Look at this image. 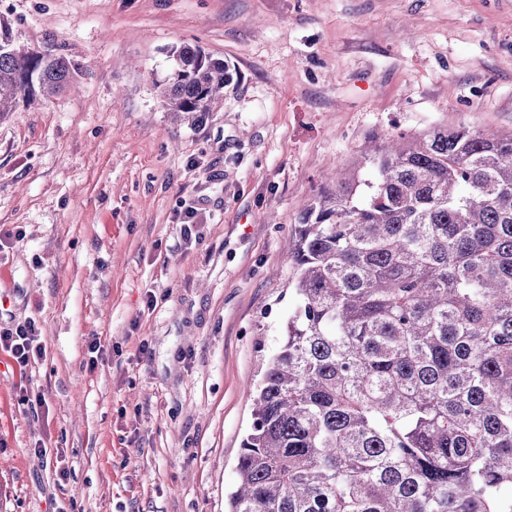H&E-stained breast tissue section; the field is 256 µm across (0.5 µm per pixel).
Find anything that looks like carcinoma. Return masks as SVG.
Instances as JSON below:
<instances>
[{
	"label": "carcinoma",
	"mask_w": 512,
	"mask_h": 512,
	"mask_svg": "<svg viewBox=\"0 0 512 512\" xmlns=\"http://www.w3.org/2000/svg\"><path fill=\"white\" fill-rule=\"evenodd\" d=\"M171 57L164 106L193 125L232 74ZM81 72L0 18V114ZM292 259L228 512H512V133L367 148L304 205Z\"/></svg>",
	"instance_id": "carcinoma-1"
}]
</instances>
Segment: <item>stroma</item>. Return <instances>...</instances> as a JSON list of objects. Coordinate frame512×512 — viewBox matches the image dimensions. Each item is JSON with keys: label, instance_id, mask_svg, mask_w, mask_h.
Returning a JSON list of instances; mask_svg holds the SVG:
<instances>
[{"label": "stroma", "instance_id": "35a3bbf8", "mask_svg": "<svg viewBox=\"0 0 512 512\" xmlns=\"http://www.w3.org/2000/svg\"><path fill=\"white\" fill-rule=\"evenodd\" d=\"M0 17L86 70L0 115V231L26 232L0 253V322L34 319L46 344L23 370L0 352V512H224L296 305L301 204L369 140L512 132V0H0ZM185 44L235 80L193 126L160 95ZM197 208L192 204H183V210L180 211L179 220L181 223L180 233L183 241L187 245L200 242V234L197 233Z\"/></svg>", "mask_w": 512, "mask_h": 512}]
</instances>
